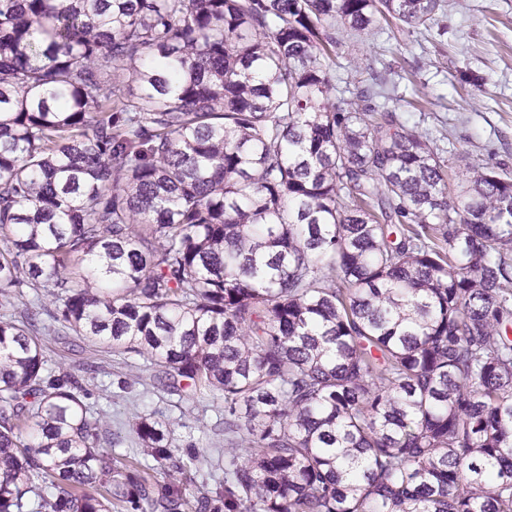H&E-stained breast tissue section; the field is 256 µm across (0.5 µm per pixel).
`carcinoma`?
<instances>
[{"instance_id":"cac0c4a2","label":"carcinoma","mask_w":512,"mask_h":512,"mask_svg":"<svg viewBox=\"0 0 512 512\" xmlns=\"http://www.w3.org/2000/svg\"><path fill=\"white\" fill-rule=\"evenodd\" d=\"M437 6L0 0V299L54 297L0 316V512L178 495L113 466L56 326L224 398L199 512H512V179L331 97L342 32Z\"/></svg>"}]
</instances>
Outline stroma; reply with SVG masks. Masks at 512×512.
I'll return each mask as SVG.
<instances>
[{
    "label": "stroma",
    "instance_id": "1",
    "mask_svg": "<svg viewBox=\"0 0 512 512\" xmlns=\"http://www.w3.org/2000/svg\"><path fill=\"white\" fill-rule=\"evenodd\" d=\"M331 74L334 98L358 111L360 89L385 83L397 120L417 126L436 147L457 186L470 164L512 175V0H439L430 27L345 31ZM52 367L75 374L99 412L117 457H139L137 417L167 426L183 458L199 457L203 473L221 477L224 401L185 388L167 390L143 360L124 362L111 349L62 332L44 335Z\"/></svg>",
    "mask_w": 512,
    "mask_h": 512
}]
</instances>
